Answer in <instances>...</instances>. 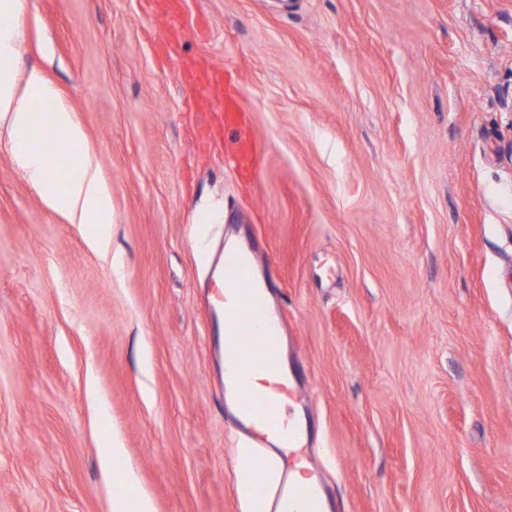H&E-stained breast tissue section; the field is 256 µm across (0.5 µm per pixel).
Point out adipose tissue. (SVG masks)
<instances>
[{"mask_svg":"<svg viewBox=\"0 0 512 512\" xmlns=\"http://www.w3.org/2000/svg\"><path fill=\"white\" fill-rule=\"evenodd\" d=\"M24 7V0H0V131L9 136L14 165L38 190L44 203L71 223L97 225L94 242L101 245L112 223V190L101 179L94 157L81 149L84 131L67 106H58L52 112L37 111L41 100L56 95L41 68H30L22 78L17 75ZM45 125L59 137L50 148L36 141L38 127ZM61 151L72 155L75 176H60L56 155Z\"/></svg>","mask_w":512,"mask_h":512,"instance_id":"1","label":"adipose tissue"}]
</instances>
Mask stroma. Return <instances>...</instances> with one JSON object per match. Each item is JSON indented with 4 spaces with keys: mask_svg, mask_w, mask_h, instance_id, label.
Wrapping results in <instances>:
<instances>
[{
    "mask_svg": "<svg viewBox=\"0 0 512 512\" xmlns=\"http://www.w3.org/2000/svg\"><path fill=\"white\" fill-rule=\"evenodd\" d=\"M26 0L41 67L112 190L107 248L0 134V512H251L210 266L240 222L336 512H512V0ZM51 57H44V49ZM241 87L199 151L185 65ZM122 261L113 272V258ZM132 481L130 473H126L121 479L113 480L115 512H153V506L148 497L128 492L127 488Z\"/></svg>",
    "mask_w": 512,
    "mask_h": 512,
    "instance_id": "stroma-1",
    "label": "stroma"
}]
</instances>
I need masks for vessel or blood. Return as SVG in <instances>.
Here are the masks:
<instances>
[{
    "label": "vessel or blood",
    "mask_w": 512,
    "mask_h": 512,
    "mask_svg": "<svg viewBox=\"0 0 512 512\" xmlns=\"http://www.w3.org/2000/svg\"><path fill=\"white\" fill-rule=\"evenodd\" d=\"M195 94L211 111L224 109V79L207 75ZM270 275L259 272L249 238L225 246L215 273L216 305L224 317V342L236 356L224 367V404L234 411L255 448H284L290 471L306 473L301 455L308 428L305 395L295 374L284 372L276 337L283 323L270 304ZM328 503L321 482L313 477L289 481L280 495V512H323Z\"/></svg>",
    "instance_id": "1"
}]
</instances>
